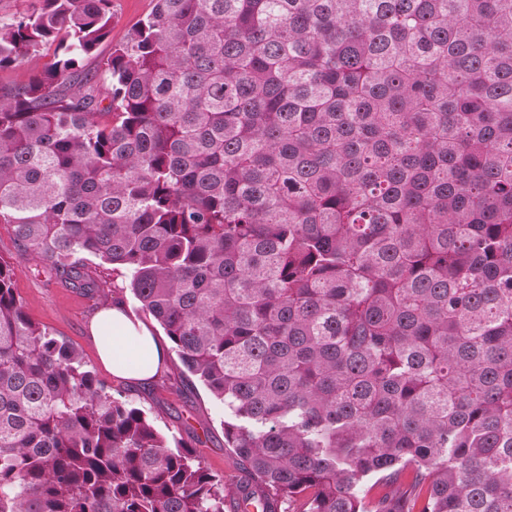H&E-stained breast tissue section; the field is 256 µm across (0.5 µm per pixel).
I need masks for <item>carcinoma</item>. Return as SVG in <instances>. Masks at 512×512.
Masks as SVG:
<instances>
[{
    "instance_id": "cac0c4a2",
    "label": "carcinoma",
    "mask_w": 512,
    "mask_h": 512,
    "mask_svg": "<svg viewBox=\"0 0 512 512\" xmlns=\"http://www.w3.org/2000/svg\"><path fill=\"white\" fill-rule=\"evenodd\" d=\"M112 0L0 20V224L95 257L224 403L231 488L0 256V512H512V0ZM152 8L151 0H113L112 26L107 38L98 46L96 54L85 60V68L90 72L99 70L100 61L112 51V45L124 41L131 27Z\"/></svg>"
}]
</instances>
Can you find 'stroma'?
<instances>
[{"mask_svg": "<svg viewBox=\"0 0 512 512\" xmlns=\"http://www.w3.org/2000/svg\"><path fill=\"white\" fill-rule=\"evenodd\" d=\"M151 8V0H112L110 32L95 56L86 59V70L98 71L113 45L124 41L131 27ZM0 256L15 260L14 288L33 321L78 350L88 369L143 408L161 433L193 443L199 459L214 473L223 475L227 484L243 480V472L224 446L223 403L211 397L200 382L187 381L175 353H168L162 374L143 386L116 379L101 362L90 325L106 307L113 284H121L120 296L128 310L137 316L142 313L133 295L123 287L124 276L113 275L111 265L93 258L88 260L87 268L98 282L97 289L89 294L70 288L40 262L19 258L12 231L5 224H0Z\"/></svg>", "mask_w": 512, "mask_h": 512, "instance_id": "stroma-1", "label": "stroma"}]
</instances>
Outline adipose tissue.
<instances>
[{
    "mask_svg": "<svg viewBox=\"0 0 512 512\" xmlns=\"http://www.w3.org/2000/svg\"><path fill=\"white\" fill-rule=\"evenodd\" d=\"M97 320L112 325L111 342L97 345L99 358L112 375L139 384L153 380L164 364L166 349L146 324L119 300L102 310Z\"/></svg>",
    "mask_w": 512,
    "mask_h": 512,
    "instance_id": "ef3b65f1",
    "label": "adipose tissue"
}]
</instances>
